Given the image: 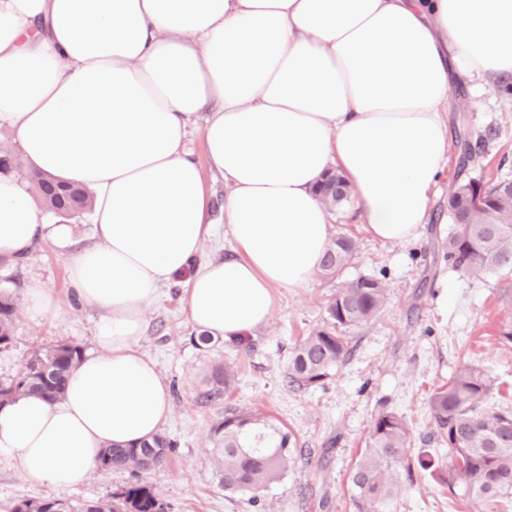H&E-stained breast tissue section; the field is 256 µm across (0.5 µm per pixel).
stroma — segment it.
Masks as SVG:
<instances>
[{
    "mask_svg": "<svg viewBox=\"0 0 512 512\" xmlns=\"http://www.w3.org/2000/svg\"><path fill=\"white\" fill-rule=\"evenodd\" d=\"M456 138L484 139L482 154L470 163V177L512 178V90L498 86L472 99L459 81L448 99ZM190 146L210 192L216 235L204 254L224 256V180L208 166L202 130L194 128ZM333 233L357 242L349 263L335 276L316 273L295 290L276 289L275 308L266 325L245 340L198 345L182 313L186 275L164 286L146 311L143 351L152 357L169 386L171 414L161 432L175 444L171 460L145 474L172 512H352L348 474L370 440L380 405L400 414L409 428L410 450L448 455L430 418L429 396L462 364L487 370L512 406V346L496 336L512 319V286L498 276L472 277L449 269L442 245L453 227L426 224L408 243L373 238L354 204L331 211ZM69 257L51 242L28 249L20 263L0 264V281L23 293L37 280L54 292L60 312L32 322L19 312L13 342L0 351V380L18 375L39 347L58 341L93 348L99 313L80 302L69 281ZM384 274L387 301L372 321L349 331L350 353L322 384L290 383L288 358L293 347L323 325L326 308L342 282ZM233 367L236 378L221 396L207 398L216 365ZM256 411L274 427L289 431L297 451L282 478L258 501L224 491L218 484L214 424L225 406ZM131 480L124 471H93L77 488L53 491L27 476L19 465L0 458V512L23 499L55 498L72 504L107 498ZM395 512H462L439 479L422 475L402 484Z\"/></svg>",
    "mask_w": 512,
    "mask_h": 512,
    "instance_id": "obj_1",
    "label": "stroma"
}]
</instances>
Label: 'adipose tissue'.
<instances>
[{"instance_id": "ef3b65f1", "label": "adipose tissue", "mask_w": 512, "mask_h": 512, "mask_svg": "<svg viewBox=\"0 0 512 512\" xmlns=\"http://www.w3.org/2000/svg\"><path fill=\"white\" fill-rule=\"evenodd\" d=\"M509 77L512 0H0V127L32 168L89 190L97 237L73 250L0 167V259L50 240L100 312L61 401L0 406V457L62 490L105 447L151 440L171 412L141 345L160 288L189 271L182 311L211 339L266 324L275 289L321 267L332 226L315 186L333 167L373 238H417L448 163L449 91ZM197 125L224 178L221 259L201 257Z\"/></svg>"}]
</instances>
